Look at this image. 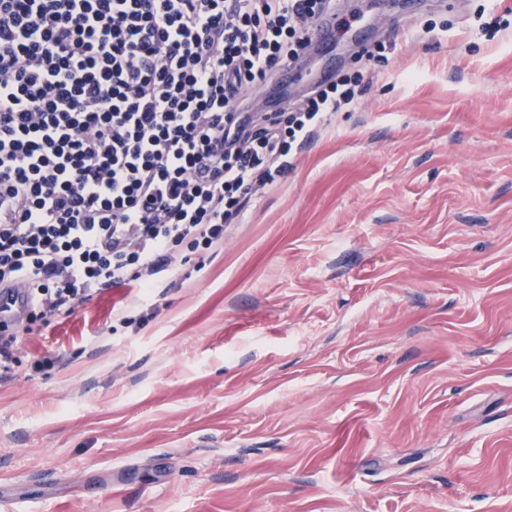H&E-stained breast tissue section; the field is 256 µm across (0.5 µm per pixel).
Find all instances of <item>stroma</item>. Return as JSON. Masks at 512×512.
<instances>
[{
  "mask_svg": "<svg viewBox=\"0 0 512 512\" xmlns=\"http://www.w3.org/2000/svg\"><path fill=\"white\" fill-rule=\"evenodd\" d=\"M288 107L371 69L188 254L0 377L20 512H512V0H335Z\"/></svg>",
  "mask_w": 512,
  "mask_h": 512,
  "instance_id": "obj_1",
  "label": "stroma"
}]
</instances>
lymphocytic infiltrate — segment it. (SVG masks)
<instances>
[{
    "label": "lymphocytic infiltrate",
    "mask_w": 512,
    "mask_h": 512,
    "mask_svg": "<svg viewBox=\"0 0 512 512\" xmlns=\"http://www.w3.org/2000/svg\"><path fill=\"white\" fill-rule=\"evenodd\" d=\"M332 0H0V293L71 317L94 294L172 281L182 248L294 166L362 75L288 117L251 94L311 47Z\"/></svg>",
    "instance_id": "f902f5d3"
}]
</instances>
